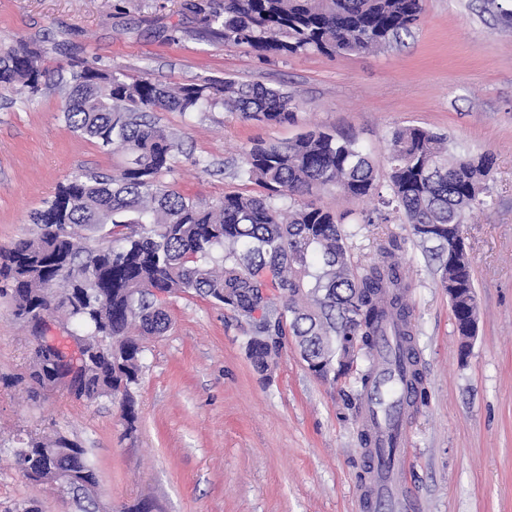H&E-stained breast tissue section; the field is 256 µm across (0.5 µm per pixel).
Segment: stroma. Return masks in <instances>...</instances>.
<instances>
[{"mask_svg": "<svg viewBox=\"0 0 512 512\" xmlns=\"http://www.w3.org/2000/svg\"><path fill=\"white\" fill-rule=\"evenodd\" d=\"M183 0H0V46L42 54L49 80L29 98L0 90V248L29 235L31 213L81 171L112 173L119 155L73 132L62 81L89 61L176 86L210 79L284 88L288 124L240 120L216 106L156 113L177 137L164 181L211 203L261 194L236 176L254 143L320 129L353 138L387 183L391 133L420 126L452 154L493 156L486 208L462 227L479 321L468 353L439 281L401 218L349 238L366 266L397 240L411 284L413 342L423 396L408 416V481L417 512H512V0H424L412 36L380 52L331 58L311 52L258 59L214 39ZM209 163L208 170L195 159ZM170 327L149 337L132 386L137 421L121 397L88 401L64 385L27 383L34 341L11 297L0 296V512H76L69 495L27 478L11 453L29 436L63 434L85 448L99 512H360L363 412L354 377L321 379L286 343L258 374L248 326L195 294L165 298Z\"/></svg>", "mask_w": 512, "mask_h": 512, "instance_id": "35a3bbf8", "label": "stroma"}]
</instances>
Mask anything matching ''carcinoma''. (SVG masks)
Segmentation results:
<instances>
[{"instance_id":"carcinoma-1","label":"carcinoma","mask_w":512,"mask_h":512,"mask_svg":"<svg viewBox=\"0 0 512 512\" xmlns=\"http://www.w3.org/2000/svg\"><path fill=\"white\" fill-rule=\"evenodd\" d=\"M184 9L202 16L224 47H247L267 61L308 52L363 54L398 43L419 22L423 0H189ZM46 77L40 54L27 44L0 52L1 90L35 97ZM66 86L68 126L124 162L108 177L82 171L59 185L33 214L36 231L0 249V294H11L20 317L64 309L104 344L84 363L37 341L32 382L47 384L52 372L78 380L86 371L95 398L130 397L143 367L142 337L169 328L159 294L195 293L248 319L246 352L260 373L273 370L271 354L291 337L308 370L326 379L336 374L337 338L356 336L358 350L371 354L389 323L402 337L400 357L415 359L399 246L380 247L377 261L355 269L342 229L353 212L306 201L329 186L350 201L376 198L373 214L353 223L398 215L421 244H433L462 346L474 336L472 263L465 249L448 251V232L462 231L469 214L487 204L490 155H451L444 137L418 126L397 128L383 191L374 162L354 140L308 131L245 153L237 176L266 194L229 193L203 205L163 181L175 141L149 113L221 105L244 121L281 124L295 119L290 93L230 79L171 87L89 62L70 66ZM107 224L109 239L95 248L83 244L80 229ZM50 281L76 294L47 301L40 285ZM12 454L29 479L77 463L82 479L96 484L85 450L64 436L31 438ZM74 501L79 512H94L90 490L77 487Z\"/></svg>"}]
</instances>
